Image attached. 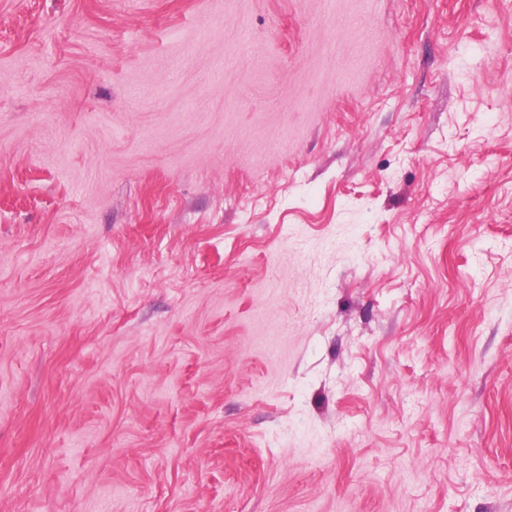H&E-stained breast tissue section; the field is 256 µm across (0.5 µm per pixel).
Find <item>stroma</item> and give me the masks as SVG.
I'll return each mask as SVG.
<instances>
[{"label": "stroma", "instance_id": "obj_1", "mask_svg": "<svg viewBox=\"0 0 512 512\" xmlns=\"http://www.w3.org/2000/svg\"><path fill=\"white\" fill-rule=\"evenodd\" d=\"M0 512H512V0H0Z\"/></svg>", "mask_w": 512, "mask_h": 512}]
</instances>
